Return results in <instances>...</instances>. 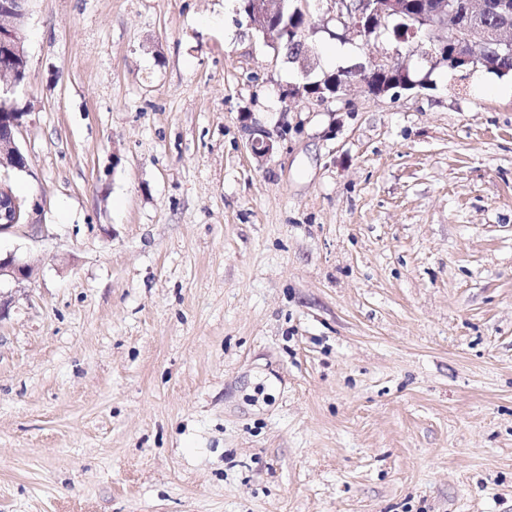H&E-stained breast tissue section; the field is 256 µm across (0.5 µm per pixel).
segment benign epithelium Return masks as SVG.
<instances>
[{"mask_svg": "<svg viewBox=\"0 0 512 512\" xmlns=\"http://www.w3.org/2000/svg\"><path fill=\"white\" fill-rule=\"evenodd\" d=\"M27 0H5L0 4V73H7L9 84L0 88L14 93L23 81L19 62L27 60L20 34L26 15ZM330 11L337 22L332 36L345 42H365L371 30L388 18L404 16L403 0H329ZM254 9L248 16L249 26L260 31L263 42L272 41L271 30L264 20L271 18L272 0H253ZM499 20L494 26H483L474 20L477 13L487 12L485 0H468L461 10L458 0H436L425 12L412 16V24L396 38L400 44L422 48L421 58L429 70L441 66L464 69L483 65L488 69L508 70L512 58V7L506 0L497 5ZM400 49L372 55L367 62L344 71L346 77L336 84V98L348 87L358 84L375 96L395 89L413 90L427 86L428 78L407 77L409 67H400ZM27 113L0 112V233L16 224L29 223L24 203L13 193L12 177L30 172L27 155L17 137ZM251 150L258 157L273 153L274 145L265 131L256 129L251 138ZM30 267L14 256L0 257V279L22 280L29 277Z\"/></svg>", "mask_w": 512, "mask_h": 512, "instance_id": "benign-epithelium-1", "label": "benign epithelium"}]
</instances>
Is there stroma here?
<instances>
[{
  "instance_id": "35a3bbf8",
  "label": "stroma",
  "mask_w": 512,
  "mask_h": 512,
  "mask_svg": "<svg viewBox=\"0 0 512 512\" xmlns=\"http://www.w3.org/2000/svg\"><path fill=\"white\" fill-rule=\"evenodd\" d=\"M237 7L26 4L0 512H512V75L289 98Z\"/></svg>"
}]
</instances>
